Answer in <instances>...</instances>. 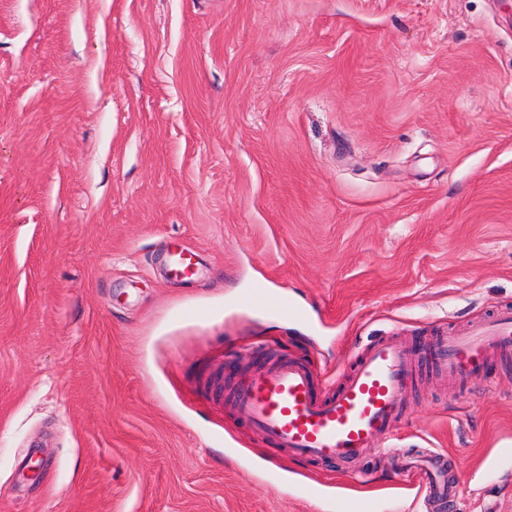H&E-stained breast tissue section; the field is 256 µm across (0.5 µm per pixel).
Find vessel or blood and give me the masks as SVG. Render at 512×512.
I'll list each match as a JSON object with an SVG mask.
<instances>
[{
	"mask_svg": "<svg viewBox=\"0 0 512 512\" xmlns=\"http://www.w3.org/2000/svg\"><path fill=\"white\" fill-rule=\"evenodd\" d=\"M248 305L270 306L286 317H300L264 291H256ZM438 371L460 375L484 367L489 360L512 358V309L474 325L465 335L439 337L429 351ZM413 370L406 343L384 338L373 343L358 360L344 386L327 398H317L309 371L285 359L250 378L235 396L238 415L272 445L309 461L352 463L371 439L392 431L405 400ZM441 455L427 464L425 488L446 495Z\"/></svg>",
	"mask_w": 512,
	"mask_h": 512,
	"instance_id": "b4317fda",
	"label": "vessel or blood"
}]
</instances>
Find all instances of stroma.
Returning a JSON list of instances; mask_svg holds the SVG:
<instances>
[{
  "instance_id": "stroma-1",
  "label": "stroma",
  "mask_w": 512,
  "mask_h": 512,
  "mask_svg": "<svg viewBox=\"0 0 512 512\" xmlns=\"http://www.w3.org/2000/svg\"><path fill=\"white\" fill-rule=\"evenodd\" d=\"M505 308L512 0H0V512H512V360L417 361L350 471L234 412L272 360L332 393ZM431 452L443 500L399 481ZM244 304L249 306L261 305V306H270L281 312L285 317L289 318H299L303 314L302 312L295 308L288 306L287 303L282 302L279 299L270 297L267 295L263 289H257L255 293H253Z\"/></svg>"
}]
</instances>
